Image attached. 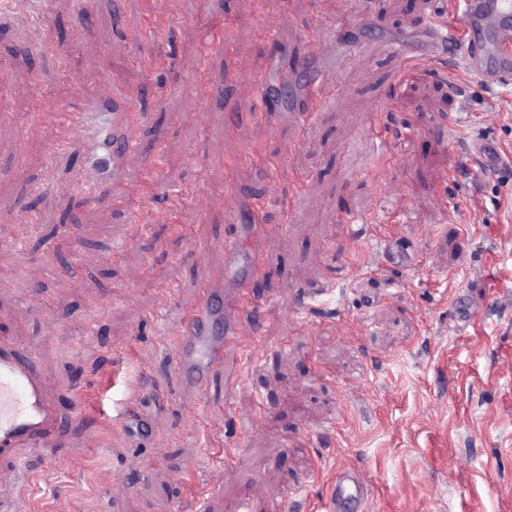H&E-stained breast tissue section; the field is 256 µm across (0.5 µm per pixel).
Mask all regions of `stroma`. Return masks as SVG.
Here are the masks:
<instances>
[{
	"instance_id": "obj_1",
	"label": "stroma",
	"mask_w": 512,
	"mask_h": 512,
	"mask_svg": "<svg viewBox=\"0 0 512 512\" xmlns=\"http://www.w3.org/2000/svg\"><path fill=\"white\" fill-rule=\"evenodd\" d=\"M333 2L324 13L273 0L276 44L257 0L0 7L13 21L0 27V340L34 350L63 420L53 450L0 460V489L21 512H230L242 496L252 512H286L295 494L322 512L344 466L365 475L367 512H512V167L471 153L512 151V81L470 74L456 89L386 56L388 39L459 26L437 0ZM226 30L229 52L215 42ZM300 33L359 47L303 133L253 118L299 109ZM23 43L33 58L14 55ZM109 81L127 89L136 150L122 189L92 194L82 138L53 150L56 115ZM228 112L239 116L229 134ZM240 151L259 161L243 194L287 208L261 232L246 216L226 222L224 160ZM349 213L389 225L384 278L368 273L381 245L347 237ZM228 236L229 280L248 285L258 327L190 401L173 355ZM121 345L133 358L117 368L107 354ZM143 371L168 395L159 407L143 394L135 439L116 417L78 420L119 407Z\"/></svg>"
}]
</instances>
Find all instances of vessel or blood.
Listing matches in <instances>:
<instances>
[{"label": "vessel or blood", "mask_w": 512, "mask_h": 512, "mask_svg": "<svg viewBox=\"0 0 512 512\" xmlns=\"http://www.w3.org/2000/svg\"><path fill=\"white\" fill-rule=\"evenodd\" d=\"M465 31L478 33L494 29L491 42H474L468 57L472 71L492 82L512 79V56L502 49L512 42V0H460ZM455 29L437 32L433 43L405 46L400 42L389 43V56L404 63L430 66L443 78H452L454 69L447 65L442 48L453 43ZM331 72L314 71L302 108L290 113L289 118L300 130H307L312 111L318 99L334 91ZM131 102L124 86L113 85L106 94L85 95L81 105L61 111L62 135L58 148L70 147L74 136L84 133L93 112L110 115L105 140L111 153V165L101 179L91 183V190L114 189L122 184L125 157L133 150L132 139L125 134L127 114ZM230 204L226 209L228 222H235L239 214L249 213L253 222H261L264 204L242 199L237 189L228 193ZM234 243H225L212 263L209 278L200 288L199 303L195 314L181 329L182 346L177 367L182 376L183 394L191 399L202 397L209 387V377L224 364L226 344L237 342L255 330V309L244 288H225L224 281L235 256ZM224 310V336L212 338L209 327L216 308ZM56 425V407L44 392L37 369L35 355L22 353L7 343H0V458L15 456L23 445H48ZM354 499L359 508H366L367 483L358 470L339 469L327 498V512H339L345 499Z\"/></svg>", "instance_id": "obj_1"}]
</instances>
